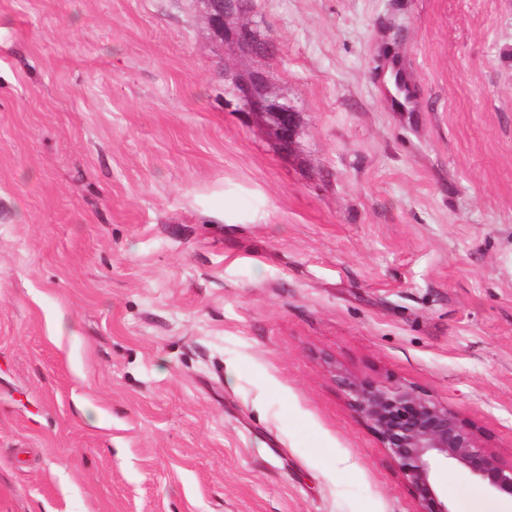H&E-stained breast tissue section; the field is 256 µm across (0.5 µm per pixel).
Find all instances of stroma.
I'll use <instances>...</instances> for the list:
<instances>
[{
	"mask_svg": "<svg viewBox=\"0 0 512 512\" xmlns=\"http://www.w3.org/2000/svg\"><path fill=\"white\" fill-rule=\"evenodd\" d=\"M202 11L0 0V512H416L343 374L511 463L512 0ZM204 19L213 35L238 51L249 52L247 28L232 22L239 2L232 0H202ZM236 95L241 111L265 119L283 146L290 148L295 144L298 134L297 113L275 95L263 73L247 72L236 88Z\"/></svg>",
	"mask_w": 512,
	"mask_h": 512,
	"instance_id": "obj_1",
	"label": "stroma"
}]
</instances>
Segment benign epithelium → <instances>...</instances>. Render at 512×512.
Masks as SVG:
<instances>
[{
  "instance_id": "obj_1",
  "label": "benign epithelium",
  "mask_w": 512,
  "mask_h": 512,
  "mask_svg": "<svg viewBox=\"0 0 512 512\" xmlns=\"http://www.w3.org/2000/svg\"><path fill=\"white\" fill-rule=\"evenodd\" d=\"M213 35L241 52L249 51L247 28L232 22L237 0H202ZM243 112L263 119L276 139L292 147L297 113L272 91L263 73H246L236 88ZM342 386L354 410L378 436L419 501L417 512H452L432 482L434 469L452 462L467 467L484 486L512 494V463L500 460L468 423L434 399L403 386H383L353 376Z\"/></svg>"
}]
</instances>
